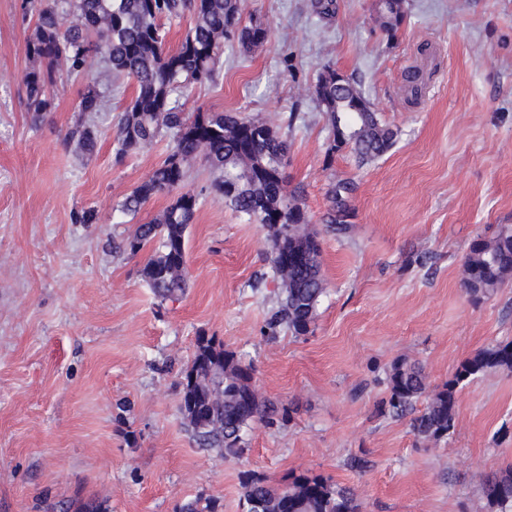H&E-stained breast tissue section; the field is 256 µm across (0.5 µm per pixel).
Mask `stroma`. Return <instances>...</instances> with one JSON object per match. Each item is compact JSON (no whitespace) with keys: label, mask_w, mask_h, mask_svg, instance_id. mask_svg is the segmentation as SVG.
<instances>
[{"label":"stroma","mask_w":512,"mask_h":512,"mask_svg":"<svg viewBox=\"0 0 512 512\" xmlns=\"http://www.w3.org/2000/svg\"><path fill=\"white\" fill-rule=\"evenodd\" d=\"M373 0H242L243 20L270 29L263 47L224 50L215 83L189 85L183 110L293 117L286 175L320 233L329 293L313 334L260 329L275 305L266 232L208 196L189 229L188 288L154 295L143 256L113 253L136 216L114 207L166 155L168 141L118 157L112 115L84 156L68 133L80 82L60 78L34 119L23 74L33 18L0 0V512H182L217 500L243 512L239 473L274 482L309 472L351 488L362 512H487L485 473L512 465V372L490 371L458 393L453 433L430 447L410 416L381 411L391 363L421 365L430 386L489 345L512 341V283L480 302L463 285L466 248L512 225V0H407L396 37ZM359 80L397 132L382 158L328 154L329 131L309 88L323 67ZM426 74L420 97L408 70ZM353 179L352 232L322 222L330 183ZM94 210L91 224L75 213ZM254 368L287 422L253 425L237 458L198 447L179 412L183 370L201 335Z\"/></svg>","instance_id":"1"}]
</instances>
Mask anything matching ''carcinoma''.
<instances>
[{"instance_id": "obj_1", "label": "carcinoma", "mask_w": 512, "mask_h": 512, "mask_svg": "<svg viewBox=\"0 0 512 512\" xmlns=\"http://www.w3.org/2000/svg\"><path fill=\"white\" fill-rule=\"evenodd\" d=\"M22 7L35 17L26 45L31 65L23 76L26 106L35 118L51 109L58 76L84 82L70 139L90 155L97 146L95 118L108 111V94L119 91L129 78L136 93L118 117L116 154H140L162 138H172L166 157L118 202L116 211L134 217L164 193L174 194L171 203L121 242L112 243V249L131 256L149 251L141 269L147 285L164 301L181 298L187 288L189 227L202 204L200 194L182 188L201 161L212 175L215 194L248 222L266 229L277 307L265 332L313 333L328 285L321 273L317 232L297 191L287 189L288 139L281 125L222 112L188 115L180 104L188 84L215 81L224 43L255 50L266 43L268 27L254 20L242 24L240 0H22ZM311 8L328 20L336 14V0H312ZM372 10L376 26L390 37L407 16L406 0H374ZM186 14L192 24L173 49L163 21ZM311 95L329 130L328 156L347 148L368 163L394 146L397 132L381 120L354 77L338 80L336 70L326 66ZM355 190L351 179L332 184L324 217L328 232L350 234ZM511 277V226L491 239L471 241L464 264V288L471 300L484 299ZM491 370L512 371V341L467 357L434 389L421 367L397 360L387 375L388 396L382 407L400 417L426 398L424 409L412 420V431L419 441L436 445L455 428L460 389ZM180 385L179 411L195 442L218 449L226 459L240 456L243 434L253 424L274 426L289 418L288 408L259 393L252 365L212 336L197 337ZM239 480L244 512H361L348 489L321 475L300 473L278 485L243 471ZM481 491L487 512H512V466L486 475Z\"/></svg>"}]
</instances>
